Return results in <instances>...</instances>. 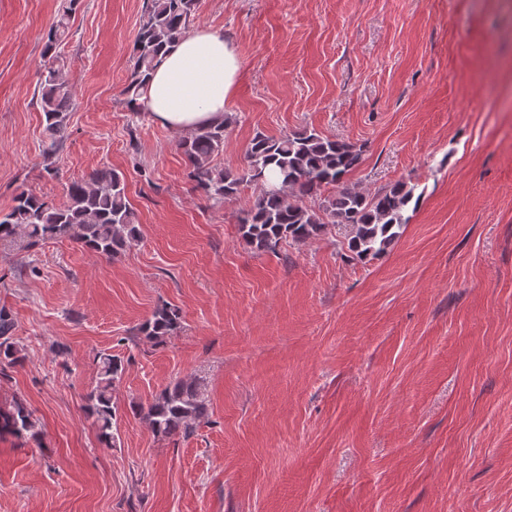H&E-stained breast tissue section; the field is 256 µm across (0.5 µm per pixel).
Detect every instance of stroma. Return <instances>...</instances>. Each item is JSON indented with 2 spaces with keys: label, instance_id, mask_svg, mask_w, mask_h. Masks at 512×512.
<instances>
[{
  "label": "stroma",
  "instance_id": "1",
  "mask_svg": "<svg viewBox=\"0 0 512 512\" xmlns=\"http://www.w3.org/2000/svg\"><path fill=\"white\" fill-rule=\"evenodd\" d=\"M143 2L72 14L51 177L34 90L61 0H0V211L109 167L140 229L114 258L0 243L26 355L0 403L42 432L0 440V512H512V0H199L191 29L241 58L218 165L308 128L362 147L351 186L414 185L397 241L363 261L338 230L252 252L237 218L256 189L191 191L178 134L122 93ZM163 303L177 333L135 339ZM103 350L125 365L110 448L83 409ZM183 377L209 416L155 435L132 408Z\"/></svg>",
  "mask_w": 512,
  "mask_h": 512
}]
</instances>
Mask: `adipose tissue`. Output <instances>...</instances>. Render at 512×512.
Wrapping results in <instances>:
<instances>
[{
	"mask_svg": "<svg viewBox=\"0 0 512 512\" xmlns=\"http://www.w3.org/2000/svg\"><path fill=\"white\" fill-rule=\"evenodd\" d=\"M239 68V55L223 34L197 29L168 48L140 103L153 121L176 133L218 124Z\"/></svg>",
	"mask_w": 512,
	"mask_h": 512,
	"instance_id": "1",
	"label": "adipose tissue"
}]
</instances>
